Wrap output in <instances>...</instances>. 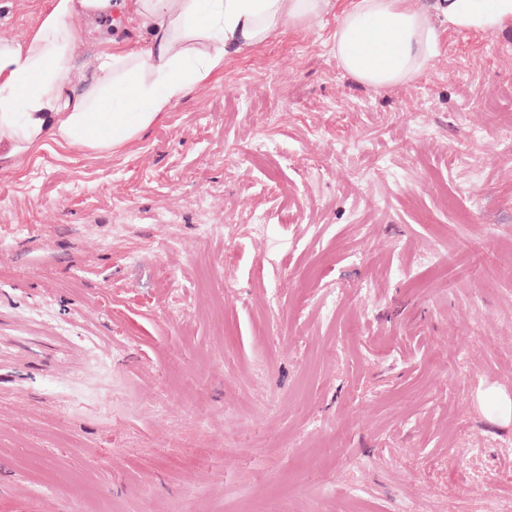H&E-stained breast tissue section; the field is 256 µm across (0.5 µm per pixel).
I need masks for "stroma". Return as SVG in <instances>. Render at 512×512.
I'll list each match as a JSON object with an SVG mask.
<instances>
[{"instance_id": "stroma-1", "label": "stroma", "mask_w": 512, "mask_h": 512, "mask_svg": "<svg viewBox=\"0 0 512 512\" xmlns=\"http://www.w3.org/2000/svg\"><path fill=\"white\" fill-rule=\"evenodd\" d=\"M335 29L0 169V512H512V26L383 88Z\"/></svg>"}]
</instances>
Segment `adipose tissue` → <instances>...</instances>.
I'll return each instance as SVG.
<instances>
[{
    "instance_id": "ef3b65f1",
    "label": "adipose tissue",
    "mask_w": 512,
    "mask_h": 512,
    "mask_svg": "<svg viewBox=\"0 0 512 512\" xmlns=\"http://www.w3.org/2000/svg\"><path fill=\"white\" fill-rule=\"evenodd\" d=\"M136 47L105 36L95 76L69 65L73 21L96 23L119 0H50L23 39L0 38V168L47 143L98 155L124 150L224 70L226 58L327 14L333 0H131ZM512 0H352L336 18L333 50L356 82L413 83L440 51L442 28L495 33Z\"/></svg>"
}]
</instances>
